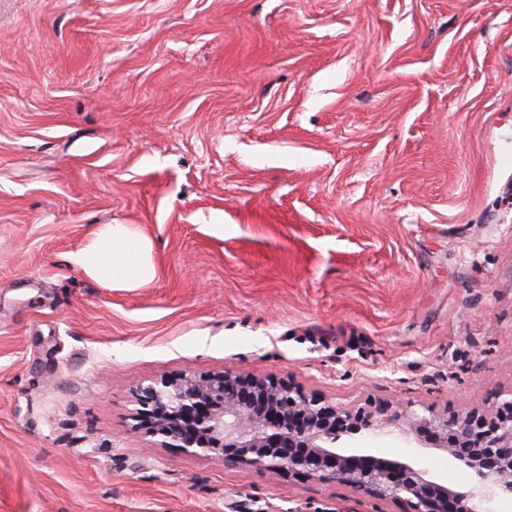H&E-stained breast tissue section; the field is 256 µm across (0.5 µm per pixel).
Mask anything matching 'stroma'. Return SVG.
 <instances>
[{
	"mask_svg": "<svg viewBox=\"0 0 512 512\" xmlns=\"http://www.w3.org/2000/svg\"><path fill=\"white\" fill-rule=\"evenodd\" d=\"M107 224L151 283L70 263ZM225 372L499 410L512 0H0V512H408L136 424L142 385Z\"/></svg>",
	"mask_w": 512,
	"mask_h": 512,
	"instance_id": "35a3bbf8",
	"label": "stroma"
}]
</instances>
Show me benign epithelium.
Instances as JSON below:
<instances>
[{"instance_id": "7a95c632", "label": "benign epithelium", "mask_w": 512, "mask_h": 512, "mask_svg": "<svg viewBox=\"0 0 512 512\" xmlns=\"http://www.w3.org/2000/svg\"><path fill=\"white\" fill-rule=\"evenodd\" d=\"M137 419L163 443L188 453H217L224 464L287 471L300 480L336 482L411 512H483L512 497V400L495 414L425 416L379 405L352 412L291 379L230 373L182 377L140 389ZM443 450L470 470L458 489L421 467L349 452L364 434H398Z\"/></svg>"}]
</instances>
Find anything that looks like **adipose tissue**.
<instances>
[{
    "instance_id": "adipose-tissue-1",
    "label": "adipose tissue",
    "mask_w": 512,
    "mask_h": 512,
    "mask_svg": "<svg viewBox=\"0 0 512 512\" xmlns=\"http://www.w3.org/2000/svg\"><path fill=\"white\" fill-rule=\"evenodd\" d=\"M151 242L124 224H110L94 233L71 257L84 275L115 288H137L156 276Z\"/></svg>"
}]
</instances>
